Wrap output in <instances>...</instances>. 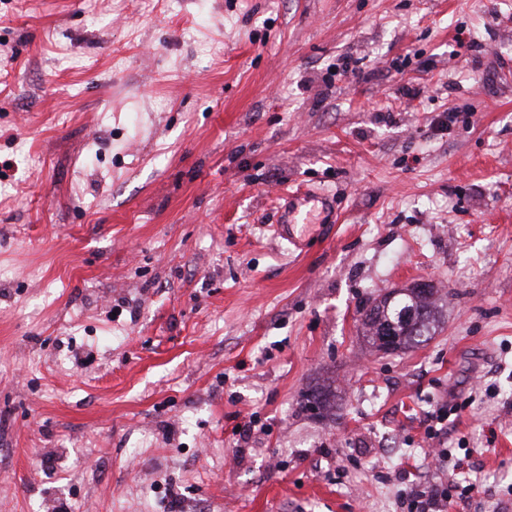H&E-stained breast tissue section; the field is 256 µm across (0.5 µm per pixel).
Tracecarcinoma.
<instances>
[{
    "instance_id": "1",
    "label": "carcinoma",
    "mask_w": 512,
    "mask_h": 512,
    "mask_svg": "<svg viewBox=\"0 0 512 512\" xmlns=\"http://www.w3.org/2000/svg\"><path fill=\"white\" fill-rule=\"evenodd\" d=\"M436 322L433 291L424 294L414 289L387 295L363 315L362 325L368 342L382 349V336L391 331L396 349H406L425 343Z\"/></svg>"
}]
</instances>
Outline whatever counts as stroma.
<instances>
[{
    "label": "stroma",
    "mask_w": 512,
    "mask_h": 512,
    "mask_svg": "<svg viewBox=\"0 0 512 512\" xmlns=\"http://www.w3.org/2000/svg\"><path fill=\"white\" fill-rule=\"evenodd\" d=\"M416 283L434 335L371 347ZM408 471L512 512V0H0V512H403ZM388 294L363 315L362 325L368 342L379 349L384 348L382 336H387L386 329L392 332L394 347L406 349L425 343L434 329L436 322V304L433 291L427 294L409 289Z\"/></svg>",
    "instance_id": "obj_1"
}]
</instances>
